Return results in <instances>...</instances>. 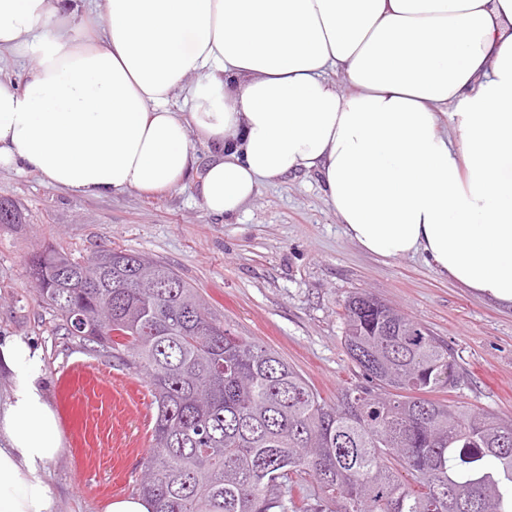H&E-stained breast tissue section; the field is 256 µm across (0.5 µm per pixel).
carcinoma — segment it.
Masks as SVG:
<instances>
[{
  "instance_id": "carcinoma-1",
  "label": "carcinoma",
  "mask_w": 512,
  "mask_h": 512,
  "mask_svg": "<svg viewBox=\"0 0 512 512\" xmlns=\"http://www.w3.org/2000/svg\"><path fill=\"white\" fill-rule=\"evenodd\" d=\"M23 223L0 199V224ZM29 274L68 339L146 377L153 512H512V418L431 398L460 383L456 350L370 293L347 300L343 336L368 384L329 404L165 263L49 243Z\"/></svg>"
}]
</instances>
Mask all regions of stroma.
<instances>
[{"label":"stroma","mask_w":512,"mask_h":512,"mask_svg":"<svg viewBox=\"0 0 512 512\" xmlns=\"http://www.w3.org/2000/svg\"><path fill=\"white\" fill-rule=\"evenodd\" d=\"M0 198L26 215L25 224H0V337L32 340L43 354V393L63 443L46 466L55 512H105L111 499L135 495L156 407L142 376L58 329L27 271L47 242L78 259L112 247L169 264L226 327L277 352L331 404L365 381L346 352L341 313L349 296L370 292L455 348L464 380L447 400L512 417V309L442 276L423 256L362 251L315 176L262 185L230 220L209 213L189 186L81 197L26 170L0 173Z\"/></svg>","instance_id":"stroma-1"}]
</instances>
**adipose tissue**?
<instances>
[{
	"mask_svg": "<svg viewBox=\"0 0 512 512\" xmlns=\"http://www.w3.org/2000/svg\"><path fill=\"white\" fill-rule=\"evenodd\" d=\"M17 61L0 171L84 196L189 180L227 220L314 173L363 251L425 254L512 308V0H0V65ZM0 364V512H54L41 354L7 338Z\"/></svg>",
	"mask_w": 512,
	"mask_h": 512,
	"instance_id": "1",
	"label": "adipose tissue"
}]
</instances>
